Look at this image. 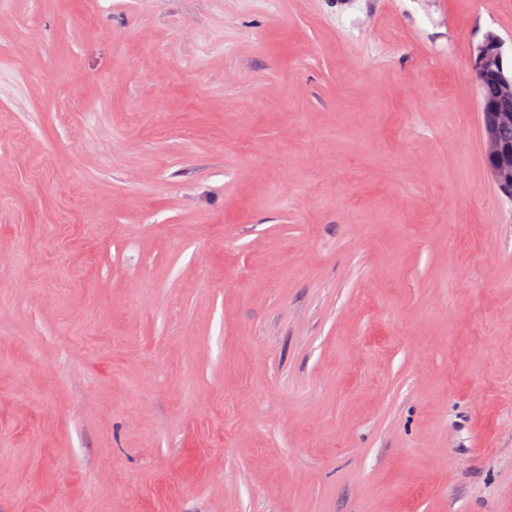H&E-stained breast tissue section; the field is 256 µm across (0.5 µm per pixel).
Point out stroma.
Here are the masks:
<instances>
[{
  "instance_id": "1",
  "label": "stroma",
  "mask_w": 512,
  "mask_h": 512,
  "mask_svg": "<svg viewBox=\"0 0 512 512\" xmlns=\"http://www.w3.org/2000/svg\"><path fill=\"white\" fill-rule=\"evenodd\" d=\"M512 0H0V512H512ZM504 45L497 34L488 32L472 55L479 110L487 117L482 124L487 169L493 184L508 198L512 197V142L508 141H512V50L509 55ZM487 82L496 85L493 99H487L494 95L493 84ZM509 128L503 133L506 140L501 132Z\"/></svg>"
}]
</instances>
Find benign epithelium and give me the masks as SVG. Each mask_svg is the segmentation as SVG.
<instances>
[{
    "label": "benign epithelium",
    "mask_w": 512,
    "mask_h": 512,
    "mask_svg": "<svg viewBox=\"0 0 512 512\" xmlns=\"http://www.w3.org/2000/svg\"><path fill=\"white\" fill-rule=\"evenodd\" d=\"M505 42L488 32L473 48V70L479 92V110L487 117L482 125L487 169L504 196L512 197V142L501 132L512 128V54L504 49ZM492 82L497 93L492 99L481 95L484 85Z\"/></svg>",
    "instance_id": "obj_1"
}]
</instances>
